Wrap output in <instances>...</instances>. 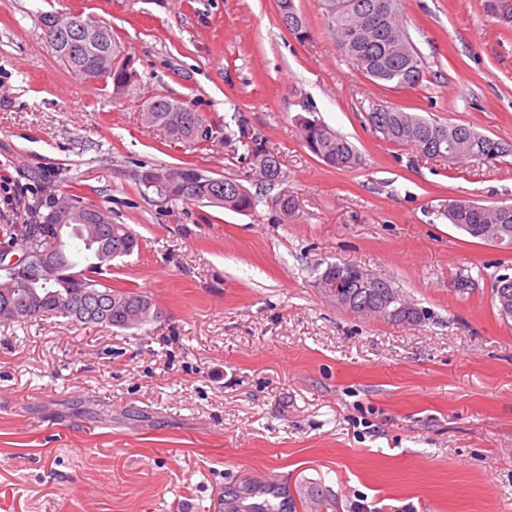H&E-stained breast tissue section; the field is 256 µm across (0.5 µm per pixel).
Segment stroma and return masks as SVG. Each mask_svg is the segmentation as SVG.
Returning <instances> with one entry per match:
<instances>
[{"label":"stroma","mask_w":512,"mask_h":512,"mask_svg":"<svg viewBox=\"0 0 512 512\" xmlns=\"http://www.w3.org/2000/svg\"><path fill=\"white\" fill-rule=\"evenodd\" d=\"M296 5L304 41L275 0H0V237L27 221L20 188L83 196L140 239L105 282L162 311L130 330L0 324V512H512V320L492 292L512 250L440 215L512 199V155L445 166L365 117L413 107L512 144V29L481 0H403L427 73L398 89L337 51L319 0ZM46 11L111 29L139 74L125 98L53 56ZM157 95L224 122L231 143L170 142L141 116ZM310 112L359 168L304 147L293 118ZM243 128L282 184L258 181ZM188 164L236 179L255 211L171 204L138 180ZM284 189L291 217L272 204ZM330 263L385 275L428 320L337 307L318 286Z\"/></svg>","instance_id":"1"}]
</instances>
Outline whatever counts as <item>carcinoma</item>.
I'll return each mask as SVG.
<instances>
[{
    "label": "carcinoma",
    "mask_w": 512,
    "mask_h": 512,
    "mask_svg": "<svg viewBox=\"0 0 512 512\" xmlns=\"http://www.w3.org/2000/svg\"><path fill=\"white\" fill-rule=\"evenodd\" d=\"M324 19L332 38L342 32L348 39L336 43L338 50L360 65L372 80L396 88L420 84L426 64L410 39L401 17V0H321ZM486 15L502 25H512V0H483ZM279 16L288 19L294 36L309 37L307 21L295 0H277ZM49 47L59 61L75 74L90 80L112 84V94L124 96L137 80V71L129 57L112 37V31L100 26L89 32L72 30L60 34ZM143 116L163 129L174 142L195 146L213 137L230 142L224 124L197 112L190 103L154 96L143 102ZM367 118L383 138L423 152L427 159L448 163L469 158L495 161L512 154V144L495 140L473 126L452 121H430L401 107L377 105ZM303 143L326 165L337 170H353L362 163L356 147L343 135L315 117L296 118ZM207 127L204 136L198 127ZM250 140V162L268 184L283 180L279 157L266 150L258 137L240 130ZM140 182L167 202H205L241 215L250 213L256 198L232 178L214 177L189 165L173 169L151 168L142 172ZM272 205L288 216L295 210V198L284 190ZM442 215L455 228L476 243L512 249V204L482 205L469 199H451ZM28 223L39 229L36 237L24 238V245L42 252L55 242L58 227L67 229L63 256L50 255L53 272L41 276V267L9 280L0 273V321L25 323L49 313L66 314L82 323L119 329H138L161 317L155 301L136 288H114L101 281L99 272L112 261L131 255L139 240L125 225L112 223L108 212L90 205L78 196L62 201L47 195H35L27 203ZM91 292L99 295L104 308L92 315L75 308L72 297ZM494 302L500 316L512 318V284L493 283ZM337 306L357 316L374 317L396 323L417 324L428 317L416 311L394 282L380 275L373 281L350 279L331 297Z\"/></svg>",
    "instance_id": "cac0c4a2"
}]
</instances>
